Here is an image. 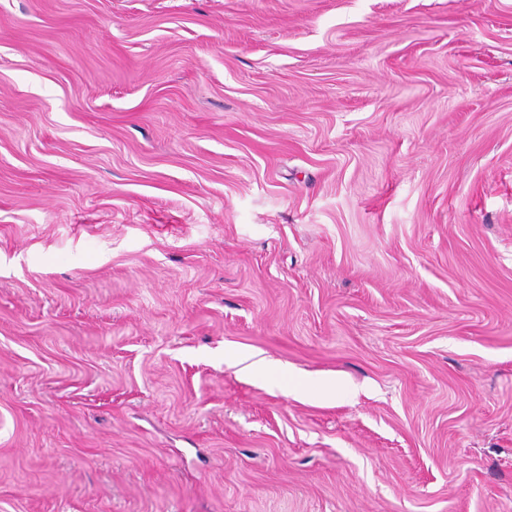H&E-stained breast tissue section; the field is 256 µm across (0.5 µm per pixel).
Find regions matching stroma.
Masks as SVG:
<instances>
[{"label": "stroma", "instance_id": "obj_1", "mask_svg": "<svg viewBox=\"0 0 512 512\" xmlns=\"http://www.w3.org/2000/svg\"><path fill=\"white\" fill-rule=\"evenodd\" d=\"M0 512H512V0H0ZM237 364H244L242 369L253 378L266 381L273 373L274 366L265 359H255V355L242 352L237 358Z\"/></svg>", "mask_w": 512, "mask_h": 512}]
</instances>
